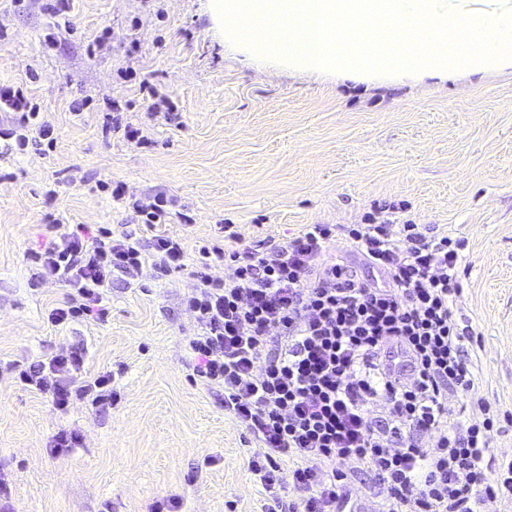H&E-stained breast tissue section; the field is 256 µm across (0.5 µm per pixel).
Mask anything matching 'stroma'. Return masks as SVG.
I'll use <instances>...</instances> for the list:
<instances>
[{
	"instance_id": "1",
	"label": "stroma",
	"mask_w": 512,
	"mask_h": 512,
	"mask_svg": "<svg viewBox=\"0 0 512 512\" xmlns=\"http://www.w3.org/2000/svg\"><path fill=\"white\" fill-rule=\"evenodd\" d=\"M48 0H0V83L26 86L56 144H0V364L82 351L88 374L112 371L117 400L59 410L47 394L0 381V493L15 512H261L248 469L260 449L194 384L182 299L186 271L115 278L104 323L54 327L63 300L24 255L53 239L55 219L152 233L136 205L164 195L195 223L166 224L187 261L218 225L246 240L285 241L306 224H424L465 237L455 308L480 334L482 395L512 416V69L441 81L350 82L291 72L225 47L205 0H69L70 28L43 36ZM110 39L90 47L102 29ZM90 109L74 113V100ZM167 98L176 121L152 110ZM143 129L140 147L103 135L108 103ZM121 187L116 199L98 181ZM78 447L57 453V433Z\"/></svg>"
}]
</instances>
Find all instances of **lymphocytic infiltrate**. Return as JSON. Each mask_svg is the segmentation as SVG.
I'll return each instance as SVG.
<instances>
[{"label": "lymphocytic infiltrate", "instance_id": "obj_1", "mask_svg": "<svg viewBox=\"0 0 512 512\" xmlns=\"http://www.w3.org/2000/svg\"><path fill=\"white\" fill-rule=\"evenodd\" d=\"M18 113L0 139L18 151L54 131L20 88L0 85V112ZM155 228L151 252L108 225L75 224L25 259L36 281L68 293L48 323L106 321L114 273L152 264L157 276L183 268L181 237L160 232L169 201L140 207ZM202 247L185 304L198 332L188 340L193 382L224 396V414L261 447L249 467L267 500L262 512H477L512 496V458L489 453L501 420L481 393L483 373L454 306L466 241L420 224H308L277 244L246 242L235 225ZM344 233L366 267L359 274L332 244ZM228 276L212 277V263ZM81 353L8 367L14 382L52 396L61 410L111 405L112 375L81 376ZM465 412L448 408L449 395ZM369 482L354 489L358 475ZM300 490L283 496L284 484Z\"/></svg>", "mask_w": 512, "mask_h": 512}]
</instances>
